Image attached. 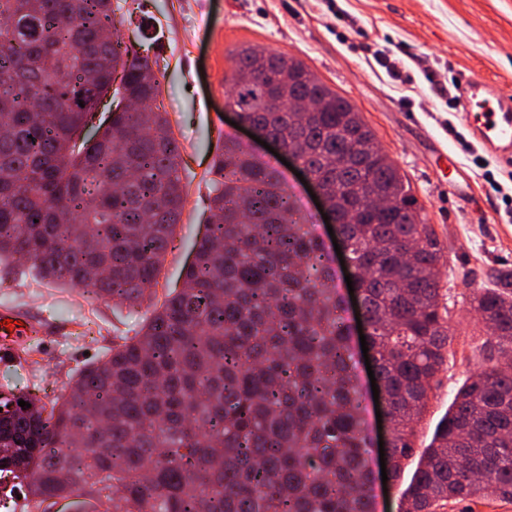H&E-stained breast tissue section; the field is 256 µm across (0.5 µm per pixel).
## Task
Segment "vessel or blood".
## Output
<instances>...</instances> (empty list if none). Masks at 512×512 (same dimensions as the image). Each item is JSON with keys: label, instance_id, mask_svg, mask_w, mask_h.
Masks as SVG:
<instances>
[{"label": "vessel or blood", "instance_id": "b4317fda", "mask_svg": "<svg viewBox=\"0 0 512 512\" xmlns=\"http://www.w3.org/2000/svg\"><path fill=\"white\" fill-rule=\"evenodd\" d=\"M456 109L473 139L506 167L512 166V88L476 74L460 76ZM13 320L5 328V320ZM29 321L19 320L11 307L0 308V344L8 346L25 336Z\"/></svg>", "mask_w": 512, "mask_h": 512}]
</instances>
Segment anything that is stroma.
<instances>
[{
  "mask_svg": "<svg viewBox=\"0 0 512 512\" xmlns=\"http://www.w3.org/2000/svg\"><path fill=\"white\" fill-rule=\"evenodd\" d=\"M133 49L156 58L158 103L182 146L186 205L156 286L180 274L203 232L212 159L232 126L225 100L234 57L252 45L301 60L361 112L404 174L420 219L443 247L441 285L452 301L453 357L416 428L430 443L456 390L485 362L486 329L467 299L490 269L512 267V183L490 190L485 171L499 164L470 138L457 116L455 80L477 73L512 86V0H112ZM452 154L471 182L463 201L435 175ZM28 315L38 330L26 342L29 364L0 356V384L60 393L113 337L143 324L137 313L52 281H34L27 264H0V306Z\"/></svg>",
  "mask_w": 512,
  "mask_h": 512,
  "instance_id": "obj_1",
  "label": "stroma"
}]
</instances>
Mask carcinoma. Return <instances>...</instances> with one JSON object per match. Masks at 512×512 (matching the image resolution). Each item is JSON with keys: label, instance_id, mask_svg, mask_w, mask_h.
Instances as JSON below:
<instances>
[{"label": "carcinoma", "instance_id": "carcinoma-1", "mask_svg": "<svg viewBox=\"0 0 512 512\" xmlns=\"http://www.w3.org/2000/svg\"><path fill=\"white\" fill-rule=\"evenodd\" d=\"M112 0H0V261L24 259L44 279L138 308L158 284L185 205L181 146L146 72L116 36ZM239 120L274 135L329 194L368 321L366 342L393 423L388 479L414 451V422L452 356L443 252L418 218L400 169L375 132L320 82L321 111L297 122L272 89L309 69L249 46L236 69ZM134 112H112L76 137L115 82ZM209 174V217L181 272L132 336L42 398L0 391V501L51 512L88 499L93 512H373L369 437L350 378L351 327L341 316L326 246L291 203L278 170L224 138ZM404 207L350 220L352 194ZM470 300L512 354V270ZM24 400L31 407H21ZM492 490L512 502V357L459 388L402 512H448Z\"/></svg>", "mask_w": 512, "mask_h": 512}]
</instances>
